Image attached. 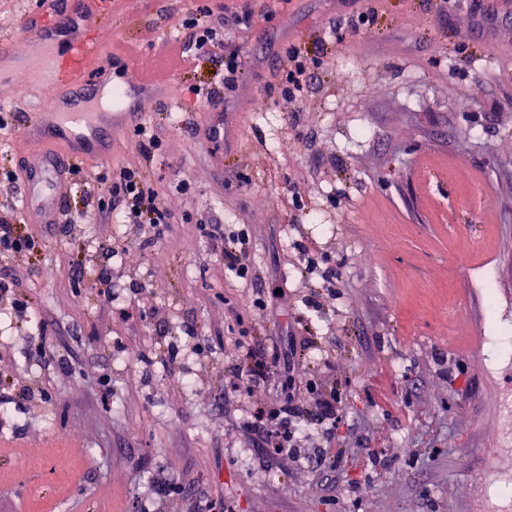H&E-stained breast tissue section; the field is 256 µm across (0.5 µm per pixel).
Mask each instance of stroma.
Here are the masks:
<instances>
[{
	"label": "stroma",
	"mask_w": 512,
	"mask_h": 512,
	"mask_svg": "<svg viewBox=\"0 0 512 512\" xmlns=\"http://www.w3.org/2000/svg\"><path fill=\"white\" fill-rule=\"evenodd\" d=\"M210 4L254 12L251 27L226 32L242 51L238 88L213 109L191 89L214 63L178 73L175 94L139 107L162 156L145 162L128 129L108 158L156 184L173 218L166 237L151 242L146 224H44L30 210L22 231L41 253L0 260V380L13 396L0 404V512H197L217 495L237 512H492L485 487L512 472V417L500 408L512 366L487 357L495 324L512 326V61L500 53L512 12L463 0L443 18L436 0H374L372 34L354 36L360 0ZM194 7L124 0L89 25L105 49L167 71ZM46 16L36 0H0L7 111L33 109L44 48L17 34ZM291 44L319 54L300 101L267 91ZM463 88L474 94L466 110ZM212 128L223 140L208 139ZM207 224L248 231L247 279L225 271ZM305 246L319 262L309 274ZM45 264L53 279L38 275ZM17 298L29 299L28 318ZM44 335L47 362L34 355ZM242 335L281 363L234 392ZM296 342L315 388L300 406L341 398L333 465L321 426L277 456L245 426L255 405L292 394L283 360ZM380 373L406 414L372 405ZM369 451L379 463H364ZM177 483L184 493L167 494Z\"/></svg>",
	"instance_id": "1"
}]
</instances>
